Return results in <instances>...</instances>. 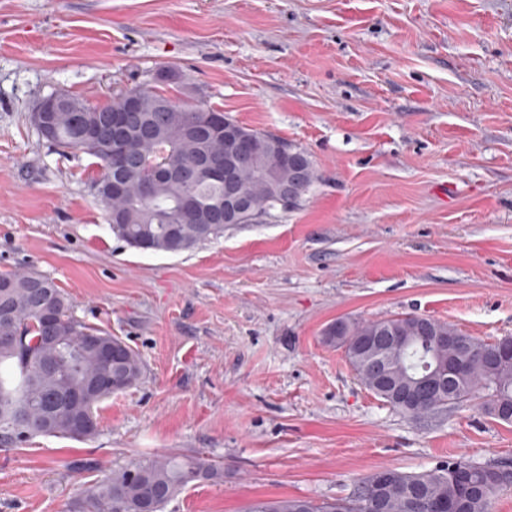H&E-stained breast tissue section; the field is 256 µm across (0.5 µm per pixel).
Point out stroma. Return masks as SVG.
Listing matches in <instances>:
<instances>
[{
  "label": "stroma",
  "mask_w": 512,
  "mask_h": 512,
  "mask_svg": "<svg viewBox=\"0 0 512 512\" xmlns=\"http://www.w3.org/2000/svg\"><path fill=\"white\" fill-rule=\"evenodd\" d=\"M136 85L301 147L315 181L276 220L193 250L129 247L94 157L59 154L30 113ZM18 270L145 376L101 404L92 440L0 443V512H85L113 469L171 452L224 476L165 512L512 461V424L473 402L409 417L323 341L336 318L399 315L512 336V0H0V274Z\"/></svg>",
  "instance_id": "1"
}]
</instances>
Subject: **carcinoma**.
Here are the masks:
<instances>
[{
    "mask_svg": "<svg viewBox=\"0 0 512 512\" xmlns=\"http://www.w3.org/2000/svg\"><path fill=\"white\" fill-rule=\"evenodd\" d=\"M136 111H128L131 96ZM166 95L134 87L103 105L72 95V105L52 113L51 145L63 153L84 152L98 159L97 196L107 211L112 234L142 251L180 254L224 236V231L259 224L285 209L279 200L292 186L296 205L315 179L309 154L300 150L292 163L284 155V140L244 125L208 107H185L172 100V111L157 109ZM263 141L260 161L245 160L236 167V181L253 215L224 221V185L197 168L200 162L224 164V124ZM185 172L190 179H157L152 167ZM120 179L123 190L105 195L108 182ZM192 194L198 208L209 215L199 220L180 211L177 202ZM38 280L42 287L33 288ZM11 288L0 293V442L16 444L36 435L88 441L98 433L79 430L76 422L97 418L100 405L138 385L144 374L139 354L121 338L88 326L73 315L68 297L51 280L32 272L0 275ZM53 313L55 338L46 337L41 320L44 308ZM430 336H455V345L436 349L438 357L460 368L452 390L415 396L418 415L449 404L479 401L488 416L512 423V358L503 354L505 340L480 341L458 327L429 318ZM419 317L382 320L339 318L323 333L330 345L353 348L366 336H419ZM341 340H336V337ZM112 346L104 358L101 344ZM430 362L429 348L412 342L389 374V385L377 381L372 369L355 374L365 387L386 403L409 413L397 392L407 389ZM221 472L203 455H160L112 471L86 497L91 512H164L167 503L189 484L219 478ZM380 502L363 492L359 481L351 496L316 501L308 498L272 499L253 504L249 512H441V506L460 504L463 512H490L491 498L512 486V465L474 466L459 457L418 473L402 472Z\"/></svg>",
    "mask_w": 512,
    "mask_h": 512,
    "instance_id": "cac0c4a2",
    "label": "carcinoma"
}]
</instances>
